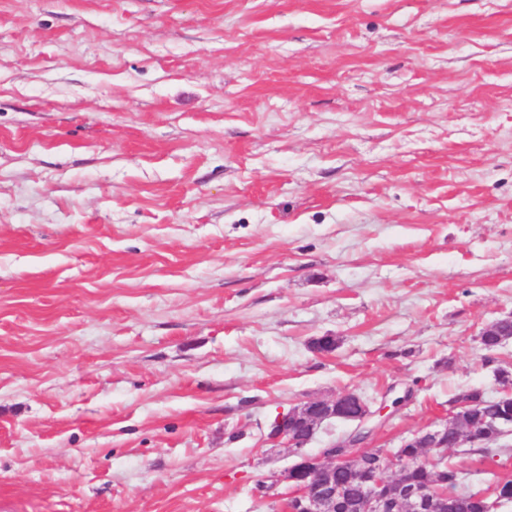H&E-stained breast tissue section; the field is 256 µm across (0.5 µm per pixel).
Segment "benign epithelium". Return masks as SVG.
<instances>
[{"instance_id":"7a95c632","label":"benign epithelium","mask_w":512,"mask_h":512,"mask_svg":"<svg viewBox=\"0 0 512 512\" xmlns=\"http://www.w3.org/2000/svg\"><path fill=\"white\" fill-rule=\"evenodd\" d=\"M387 406L375 408L362 396L351 391L329 400L308 401L288 412L278 414L269 426L268 440L289 448H304L319 426L327 420H347L354 428L329 442L315 456L298 453V460L274 476V483L292 487L296 497L294 512H335L336 503L344 497V490L324 480L328 470H334L350 459L348 448H364L365 431H374L375 418L384 415ZM408 442L418 448H444L442 427L413 434ZM405 465L397 452L388 451L378 460L361 487L363 512H427L429 494L405 483L399 485L397 496L384 492L385 473Z\"/></svg>"}]
</instances>
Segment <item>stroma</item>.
Masks as SVG:
<instances>
[{"mask_svg":"<svg viewBox=\"0 0 512 512\" xmlns=\"http://www.w3.org/2000/svg\"><path fill=\"white\" fill-rule=\"evenodd\" d=\"M511 314L512 0H0V512H288L278 413L398 447Z\"/></svg>","mask_w":512,"mask_h":512,"instance_id":"35a3bbf8","label":"stroma"}]
</instances>
